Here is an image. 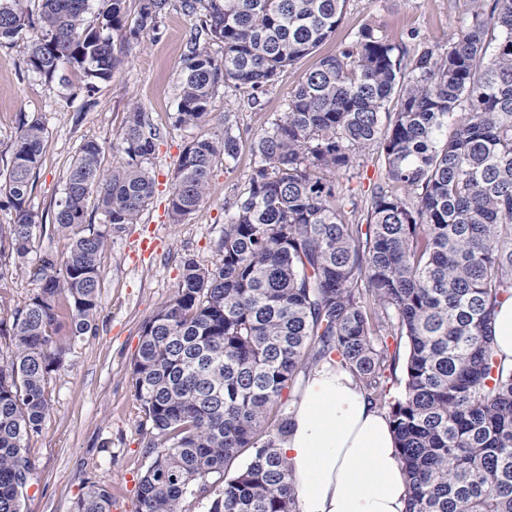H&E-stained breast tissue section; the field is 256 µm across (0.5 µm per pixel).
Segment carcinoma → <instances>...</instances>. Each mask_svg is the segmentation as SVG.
<instances>
[{
  "mask_svg": "<svg viewBox=\"0 0 512 512\" xmlns=\"http://www.w3.org/2000/svg\"><path fill=\"white\" fill-rule=\"evenodd\" d=\"M0 0V46L27 43L26 69L48 82L80 69L85 93L123 64L116 42L159 32L168 0ZM199 20L182 59L175 123L195 127L219 86L258 102L284 70L313 54L348 0H179ZM456 38L410 55L365 23L322 57L287 109L254 139L243 192L226 205L219 259L183 262L172 297L148 320L131 386L161 437L148 447L136 512H296L277 443L290 420L270 413L300 376L323 364L347 371L387 409L408 479L406 512H512V367L491 334L512 296V0H467ZM34 36H29V33ZM223 44L212 57L201 40ZM193 139L169 199L178 224L209 194L214 164L240 142ZM46 129L25 121L0 195V254L21 261L38 214L29 206ZM156 131L138 106L122 131L126 160L103 165L84 142L69 168L54 226L86 223L89 201L106 227L46 259L42 284L0 335V512H21L33 469L26 439L50 411L45 384L99 313L108 237L139 221L154 192L145 166ZM376 151L384 174L360 207L341 178ZM366 211V223L356 221ZM400 393L391 395V383ZM247 461L228 467L240 455ZM91 486L77 512H110Z\"/></svg>",
  "mask_w": 512,
  "mask_h": 512,
  "instance_id": "carcinoma-1",
  "label": "carcinoma"
}]
</instances>
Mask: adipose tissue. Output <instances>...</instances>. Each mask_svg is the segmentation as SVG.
Masks as SVG:
<instances>
[{"label": "adipose tissue", "mask_w": 512, "mask_h": 512, "mask_svg": "<svg viewBox=\"0 0 512 512\" xmlns=\"http://www.w3.org/2000/svg\"><path fill=\"white\" fill-rule=\"evenodd\" d=\"M278 450L298 512H406L408 485L389 420L348 372L325 365L304 379Z\"/></svg>", "instance_id": "1"}]
</instances>
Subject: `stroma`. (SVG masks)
I'll list each match as a JSON object with an SVG mask.
<instances>
[{"label": "stroma", "mask_w": 512, "mask_h": 512, "mask_svg": "<svg viewBox=\"0 0 512 512\" xmlns=\"http://www.w3.org/2000/svg\"><path fill=\"white\" fill-rule=\"evenodd\" d=\"M465 9L463 0H349L335 34L284 72L259 105L221 87L206 121L190 128L174 123L182 57L195 25L179 0H170L160 33L144 31L123 45L122 66L90 98L80 71L70 72L69 86L50 83L27 71L23 45L0 47V172L10 161L22 119H39L46 128L30 198L40 226L22 266H15L13 257H0V318H9L40 287L43 259L63 257L70 247L69 234L53 224L79 146L87 140L102 144L105 167L125 162L121 131L134 105L147 113L157 133L147 163L154 194L139 222L110 236L102 254L96 328L71 341L46 381L51 409L40 432L26 442L34 467L22 512H77L78 500L93 484L111 490L116 512H135L138 480L149 463L145 448L158 438L130 383L141 327L173 295L185 259L205 267L216 263L225 203L243 191L254 161L251 141L286 110L303 73L349 42L362 24L373 23L411 51L420 40L447 45ZM228 126L240 139L238 156L214 166L205 202L181 223H172L168 200L180 153L192 139Z\"/></svg>", "instance_id": "35a3bbf8"}]
</instances>
